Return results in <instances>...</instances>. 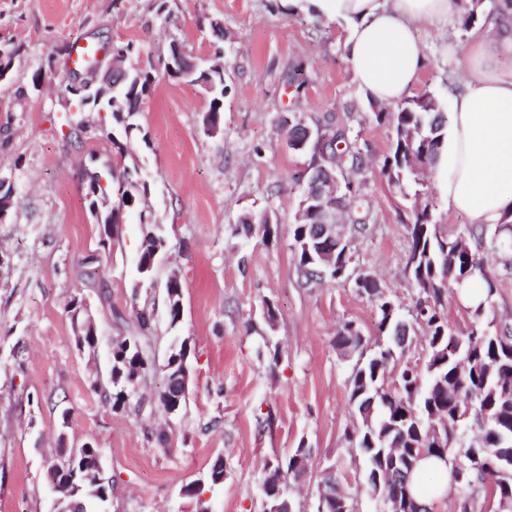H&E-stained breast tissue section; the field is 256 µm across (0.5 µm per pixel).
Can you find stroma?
<instances>
[{
  "label": "stroma",
  "mask_w": 512,
  "mask_h": 512,
  "mask_svg": "<svg viewBox=\"0 0 512 512\" xmlns=\"http://www.w3.org/2000/svg\"><path fill=\"white\" fill-rule=\"evenodd\" d=\"M474 29L454 18L426 28L427 61L416 88L440 105L465 62ZM342 27L313 19L283 0H0V44H19L0 80V175L15 204L0 222V512H57L46 461L59 445L95 442L112 482L96 512H264V467L307 443L308 472L292 496L315 512L328 469L354 474L344 432L352 360L336 332L353 322L377 339L373 303L354 283L301 287L290 229L309 154L288 146L280 120L294 112L311 127L332 123L367 162L354 175L367 230L353 265L374 273L410 306L406 268L413 203L382 172L391 121L375 118L352 80ZM133 44L130 64L162 69L172 44L224 65L220 126L205 117L212 96L176 77L154 81L136 114L86 112L66 89L64 47ZM456 54H448V44ZM300 75L302 85L292 84ZM42 77L34 89V77ZM134 169L137 204L123 208L111 247H102L91 209L88 168ZM271 211V236L235 226L247 212ZM168 241L150 285L135 287L146 224ZM97 254L105 287L87 284L79 261ZM182 282L183 318L170 328L166 282ZM77 299L97 330L96 348H79L64 305ZM277 312L264 319L265 304ZM153 310L145 338L158 365L139 379L123 408L94 391L107 376L116 341L135 334V315ZM191 349L186 403L165 412L162 364L175 338ZM167 444H160L159 433ZM224 460V481L209 469ZM200 487L201 497L188 495Z\"/></svg>",
  "instance_id": "stroma-1"
}]
</instances>
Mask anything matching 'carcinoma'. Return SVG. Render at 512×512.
<instances>
[{
    "instance_id": "carcinoma-1",
    "label": "carcinoma",
    "mask_w": 512,
    "mask_h": 512,
    "mask_svg": "<svg viewBox=\"0 0 512 512\" xmlns=\"http://www.w3.org/2000/svg\"><path fill=\"white\" fill-rule=\"evenodd\" d=\"M154 76L132 68L126 82L112 99L115 107L130 112L133 101L148 91ZM446 119L437 101L426 94L397 104L394 112L392 152L384 160L383 173L391 184L416 199L426 197L428 187L415 170L435 164ZM336 167L339 173L362 168L361 153L347 143L341 130L311 162ZM358 188L347 179L338 194L336 206L342 214L357 198ZM161 227L149 224L144 232L141 254L150 256ZM411 243L407 268L417 289L411 321L400 318L399 304L384 293V286L368 281L359 286L374 303L378 314V336L386 340L381 346L368 348L365 338L346 322L336 333V349L344 357H357L349 381V403L361 420V431L345 433V441L359 448L366 467L380 471V486L369 487L375 496L417 501L411 479L423 448L441 444L446 451L435 458L459 459L468 464L466 491L460 498V512L470 510L474 494L496 504V512H512V465L498 464V455H512V332L491 325L471 326L465 336L448 335V315L443 304L442 281L463 288L474 276L486 284L485 298L472 315L479 318L493 308V283L485 265V255H496L501 264L512 270V211L503 223L494 227L471 225L448 235L430 221L425 211H414L410 227ZM293 257L298 279L308 286L325 279L335 280V270L321 259L332 248L327 241L314 239V225L304 221L292 227ZM420 327L425 334L424 365L404 362L397 383L388 388L383 379L390 362L401 360L412 350L411 332ZM110 385L94 388L112 398V408L125 406L135 394V382L153 371L155 362L145 346L133 340L114 347ZM471 409L472 420L486 418L477 425L478 435L465 424L455 426L458 409ZM99 452L97 446L80 447L60 454L48 470V479L59 484V495L67 492L69 482L81 486V497L105 502L110 482L98 483L87 458Z\"/></svg>"
}]
</instances>
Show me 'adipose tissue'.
<instances>
[{
    "label": "adipose tissue",
    "instance_id": "ef3b65f1",
    "mask_svg": "<svg viewBox=\"0 0 512 512\" xmlns=\"http://www.w3.org/2000/svg\"><path fill=\"white\" fill-rule=\"evenodd\" d=\"M311 17L344 27L352 80L371 100L412 95L425 66L419 32L447 27L462 0H303ZM450 120L436 163L449 211L495 225L512 210V0L485 19L448 84Z\"/></svg>",
    "mask_w": 512,
    "mask_h": 512
}]
</instances>
